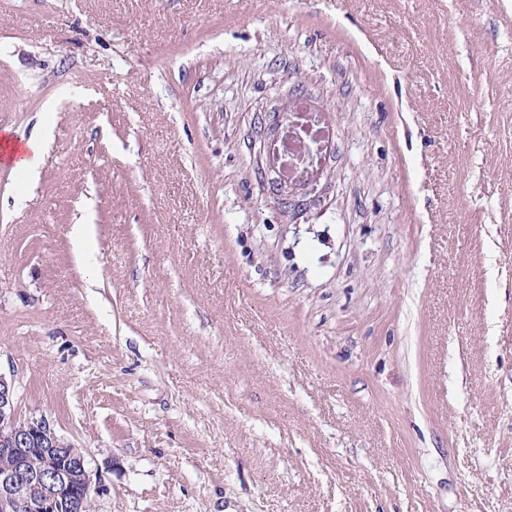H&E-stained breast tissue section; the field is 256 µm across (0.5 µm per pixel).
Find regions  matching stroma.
Instances as JSON below:
<instances>
[{"mask_svg":"<svg viewBox=\"0 0 512 512\" xmlns=\"http://www.w3.org/2000/svg\"><path fill=\"white\" fill-rule=\"evenodd\" d=\"M2 128L0 374L96 512H512V0H0ZM293 113V123L288 131L281 132L272 146L271 161L282 180L301 183L315 175L329 160L331 133L322 112L310 101L300 99ZM281 179L277 178L278 181ZM313 182L312 177L307 183L295 186L282 181V186L295 189L306 185L312 186L313 191ZM3 132L4 135L1 137V142L4 143L5 149L8 150L7 159L9 162L13 164L15 169L26 171L29 175L35 174L40 168L44 155L47 143L46 134L26 141L24 143L25 149L21 152L16 144H10L13 141L10 130L5 129Z\"/></svg>","mask_w":512,"mask_h":512,"instance_id":"stroma-1","label":"stroma"}]
</instances>
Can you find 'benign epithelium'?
<instances>
[{
  "label": "benign epithelium",
  "instance_id": "benign-epithelium-1",
  "mask_svg": "<svg viewBox=\"0 0 512 512\" xmlns=\"http://www.w3.org/2000/svg\"><path fill=\"white\" fill-rule=\"evenodd\" d=\"M17 419L14 383L0 374V454L13 461L0 472V512H12L19 500L32 512H83L96 487L81 449L58 436L45 417L27 420L20 432L7 430Z\"/></svg>",
  "mask_w": 512,
  "mask_h": 512
}]
</instances>
